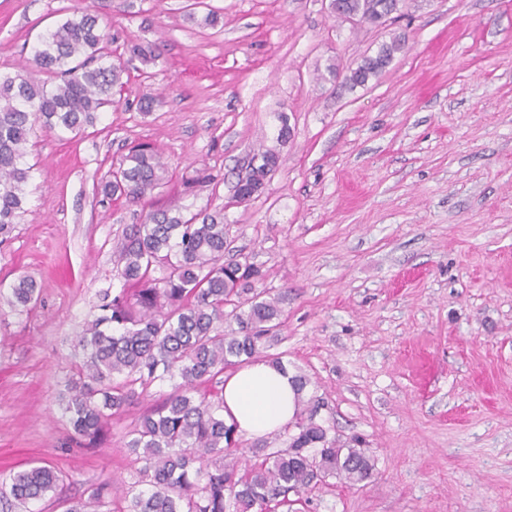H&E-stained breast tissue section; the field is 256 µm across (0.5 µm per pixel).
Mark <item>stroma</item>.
Returning <instances> with one entry per match:
<instances>
[{
    "label": "stroma",
    "mask_w": 512,
    "mask_h": 512,
    "mask_svg": "<svg viewBox=\"0 0 512 512\" xmlns=\"http://www.w3.org/2000/svg\"><path fill=\"white\" fill-rule=\"evenodd\" d=\"M75 0H0V70L30 56ZM129 39L158 43L83 133L37 132L27 211L0 245V287L27 275L36 305L0 298V472L44 461L65 473L31 512L138 467L124 437L170 392L113 416L94 450L70 439L65 381L127 225L170 202L223 210L230 249L283 296L274 346L303 372L337 434L362 436L372 478H332L301 512H512V0H401L385 27L336 18L330 0H86ZM215 10L217 27L190 22ZM401 51L362 86L343 80L382 43ZM159 94L141 112L146 93ZM292 129L264 193L235 186L259 146ZM152 143L168 164L132 205L97 187ZM203 169L212 182L185 192Z\"/></svg>",
    "instance_id": "35a3bbf8"
}]
</instances>
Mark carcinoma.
Here are the masks:
<instances>
[{
    "mask_svg": "<svg viewBox=\"0 0 512 512\" xmlns=\"http://www.w3.org/2000/svg\"><path fill=\"white\" fill-rule=\"evenodd\" d=\"M346 9L375 24L398 10L399 0H344ZM111 25L88 11H73L40 35L30 64L0 72V240L6 241L25 212L31 167L24 158L30 136L41 127L77 135L94 125L99 109L113 103V90L137 60L154 65V42H132L129 58L103 53ZM401 50L393 40L363 57L346 80L366 84ZM242 190L262 193L278 166L277 148L255 154ZM167 164L153 145L133 147L100 183L106 197L137 204L165 184ZM224 213L190 212L171 204L129 224L115 252L120 287L86 323L79 343L85 360L69 379L65 407L72 437L95 447L104 427L147 395L152 386L174 382L172 391L141 416L124 447L142 466L117 512H265L268 504H292L328 478L350 485L372 476L374 464L361 440L340 439L319 413L324 402L304 398L310 379L294 376L295 421L254 441L245 458L235 426L224 423L219 376L257 358L285 369L268 353L282 327V298L262 288L266 272L248 258L224 261L228 249ZM29 276L10 288L8 303L26 307L37 299ZM62 474L30 464L0 477V503L23 507L56 489ZM112 484L92 488L69 502L66 512H112Z\"/></svg>",
    "mask_w": 512,
    "mask_h": 512,
    "instance_id": "carcinoma-1",
    "label": "carcinoma"
}]
</instances>
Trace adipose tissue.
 Instances as JSON below:
<instances>
[{"label": "adipose tissue", "mask_w": 512, "mask_h": 512, "mask_svg": "<svg viewBox=\"0 0 512 512\" xmlns=\"http://www.w3.org/2000/svg\"><path fill=\"white\" fill-rule=\"evenodd\" d=\"M292 374L258 359L224 379V421L250 440L283 430L295 418Z\"/></svg>", "instance_id": "ef3b65f1"}]
</instances>
